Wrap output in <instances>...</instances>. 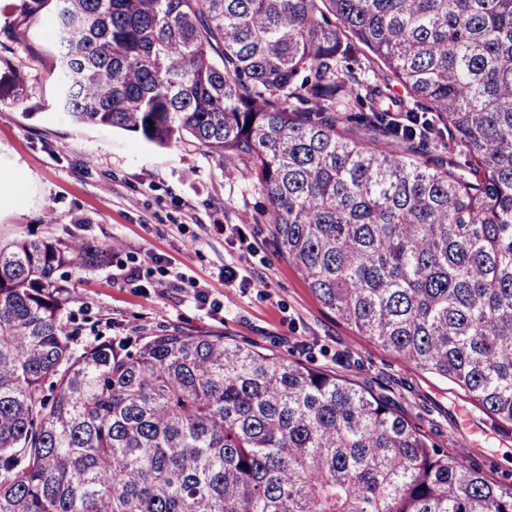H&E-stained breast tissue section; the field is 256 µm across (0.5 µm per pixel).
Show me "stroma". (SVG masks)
I'll return each mask as SVG.
<instances>
[{"mask_svg":"<svg viewBox=\"0 0 512 512\" xmlns=\"http://www.w3.org/2000/svg\"><path fill=\"white\" fill-rule=\"evenodd\" d=\"M49 27L42 18L24 44L0 53V68L20 70L29 93L23 106L0 105V246L114 244L111 264L67 282L81 327L75 351L174 329L221 333L387 396L439 447L512 482V428L325 308L277 253L270 225L255 223L266 201L242 166L220 164L189 139L161 148L58 112ZM121 267L136 279L118 276Z\"/></svg>","mask_w":512,"mask_h":512,"instance_id":"1","label":"stroma"}]
</instances>
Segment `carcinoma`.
<instances>
[{
  "mask_svg": "<svg viewBox=\"0 0 512 512\" xmlns=\"http://www.w3.org/2000/svg\"><path fill=\"white\" fill-rule=\"evenodd\" d=\"M45 11L61 111L243 165L327 309L512 427V0H22L0 50ZM26 97L0 73L1 104ZM111 259L0 247V512H512V485L300 359L180 330L73 351L56 273Z\"/></svg>",
  "mask_w": 512,
  "mask_h": 512,
  "instance_id": "obj_1",
  "label": "carcinoma"
}]
</instances>
